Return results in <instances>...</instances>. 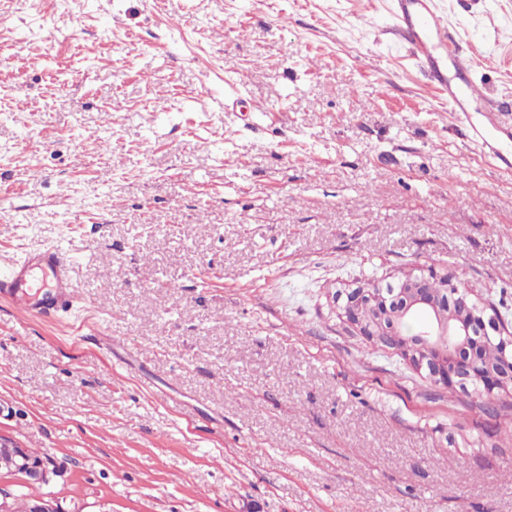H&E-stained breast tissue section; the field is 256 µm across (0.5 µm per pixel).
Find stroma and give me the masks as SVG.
<instances>
[{
    "label": "stroma",
    "mask_w": 512,
    "mask_h": 512,
    "mask_svg": "<svg viewBox=\"0 0 512 512\" xmlns=\"http://www.w3.org/2000/svg\"><path fill=\"white\" fill-rule=\"evenodd\" d=\"M387 3L0 0V273L55 245L76 278L49 320L0 300V434L66 512H512V392L333 308L420 266L512 325V172ZM444 7L512 149V0ZM26 457L34 465H28L25 469V478L23 483H38L43 486L49 485L55 477L60 475L57 468L52 467L48 463H40L43 460H52L46 456H41L32 448H26ZM55 464L56 462L52 460ZM40 463V464H38ZM37 464V465H36Z\"/></svg>",
    "instance_id": "1"
}]
</instances>
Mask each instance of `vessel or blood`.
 <instances>
[{
    "label": "vessel or blood",
    "mask_w": 512,
    "mask_h": 512,
    "mask_svg": "<svg viewBox=\"0 0 512 512\" xmlns=\"http://www.w3.org/2000/svg\"><path fill=\"white\" fill-rule=\"evenodd\" d=\"M389 14L391 35L408 45L431 81L447 89L453 111L465 113L472 104L483 105L485 121L473 126L472 140L511 168L512 155L504 152L503 137L494 125V100L482 90L448 78L449 71L470 70L479 59L464 51L461 32L449 25L439 0H391ZM74 292L72 266L55 246L26 252L0 274V299L24 315L52 317L71 303Z\"/></svg>",
    "instance_id": "obj_1"
}]
</instances>
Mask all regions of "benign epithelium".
Masks as SVG:
<instances>
[{"label": "benign epithelium", "instance_id": "7a95c632", "mask_svg": "<svg viewBox=\"0 0 512 512\" xmlns=\"http://www.w3.org/2000/svg\"><path fill=\"white\" fill-rule=\"evenodd\" d=\"M448 280L439 271L415 274L403 285L362 280L344 286L333 295L337 315L349 328L384 348L398 351L407 363L429 379L444 385L480 381L490 398L512 384V333L499 317L490 315L471 294L434 297L433 281ZM426 317L422 330L408 338L402 322L412 316ZM495 338L503 349L497 369L482 367L479 351L486 337ZM60 472L48 463L29 465L24 483L50 484ZM32 512H64L51 494L36 499Z\"/></svg>", "mask_w": 512, "mask_h": 512}]
</instances>
